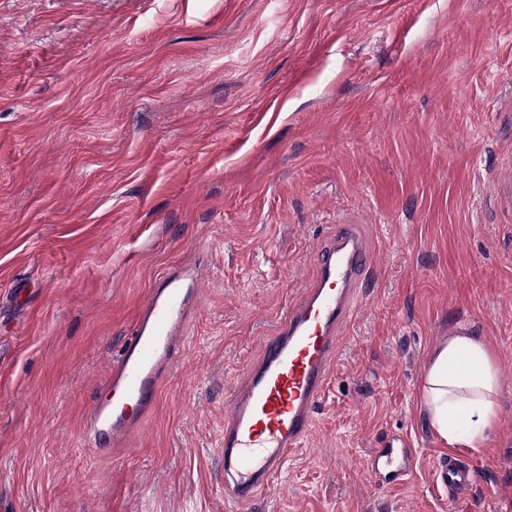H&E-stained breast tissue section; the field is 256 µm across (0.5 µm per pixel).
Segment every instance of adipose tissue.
Returning <instances> with one entry per match:
<instances>
[{
    "instance_id": "1",
    "label": "adipose tissue",
    "mask_w": 512,
    "mask_h": 512,
    "mask_svg": "<svg viewBox=\"0 0 512 512\" xmlns=\"http://www.w3.org/2000/svg\"><path fill=\"white\" fill-rule=\"evenodd\" d=\"M502 387L497 356L484 337L462 327L431 350L420 396L449 447L479 449L498 427Z\"/></svg>"
}]
</instances>
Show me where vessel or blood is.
<instances>
[{"mask_svg": "<svg viewBox=\"0 0 512 512\" xmlns=\"http://www.w3.org/2000/svg\"><path fill=\"white\" fill-rule=\"evenodd\" d=\"M374 268L373 253L349 224L338 225L331 241L317 251L311 286L262 340L258 359L224 415L226 502L244 506L257 500L308 436L331 365ZM200 283L194 268L159 277L102 382L112 393L111 402L91 401L78 436L81 445L111 452L119 436L140 425L164 373L183 354L185 325L198 302ZM411 462L408 442L397 433L373 449L366 469L374 482L394 484L408 475ZM435 476L449 495L462 498L471 495L477 468L451 452L439 458Z\"/></svg>", "mask_w": 512, "mask_h": 512, "instance_id": "b4317fda", "label": "vessel or blood"}]
</instances>
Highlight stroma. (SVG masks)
Returning a JSON list of instances; mask_svg holds the SVG:
<instances>
[{
    "label": "stroma",
    "mask_w": 512,
    "mask_h": 512,
    "mask_svg": "<svg viewBox=\"0 0 512 512\" xmlns=\"http://www.w3.org/2000/svg\"><path fill=\"white\" fill-rule=\"evenodd\" d=\"M512 0H0V512H230L242 384L358 225L376 260L310 438L241 512H512ZM202 282L180 363L113 454L79 447L156 277ZM499 429L449 496L422 407L456 327ZM404 433L406 481L364 461Z\"/></svg>",
    "instance_id": "obj_1"
}]
</instances>
